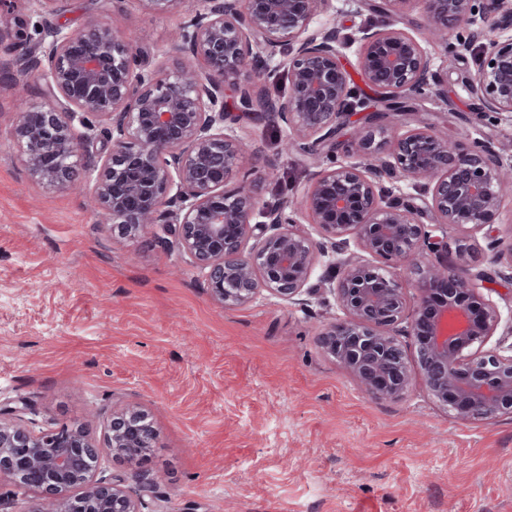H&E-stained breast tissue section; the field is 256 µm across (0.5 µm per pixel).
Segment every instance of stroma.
<instances>
[{"mask_svg": "<svg viewBox=\"0 0 512 512\" xmlns=\"http://www.w3.org/2000/svg\"><path fill=\"white\" fill-rule=\"evenodd\" d=\"M193 5L154 15L143 0H63L52 20L114 24L159 64ZM431 54L448 99L422 101L420 119L488 139L512 164V120L478 113L462 86L471 55ZM37 95L0 73V408L100 441L113 408L141 405L157 431L146 460L104 464L145 512H512V415L459 421L418 381L374 399L320 345L343 317L332 296L264 292L228 310L178 249L113 239L91 213V176L51 190L18 158L12 111ZM240 133L275 165L261 200L300 196L321 166L281 155L275 125Z\"/></svg>", "mask_w": 512, "mask_h": 512, "instance_id": "obj_1", "label": "stroma"}]
</instances>
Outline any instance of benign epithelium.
<instances>
[{"label":"benign epithelium","mask_w":512,"mask_h":512,"mask_svg":"<svg viewBox=\"0 0 512 512\" xmlns=\"http://www.w3.org/2000/svg\"><path fill=\"white\" fill-rule=\"evenodd\" d=\"M423 23L400 27L404 7ZM334 0H196L176 51L186 61L149 65L123 34L98 22L68 31L45 22L32 47L8 48L23 76L49 97L22 100L13 136L30 176L69 189L97 172L92 205L112 236L144 242L166 224L175 244L205 273L226 308L261 292L288 302L329 294L344 317L322 333L323 349L379 400L402 398L419 379L462 421L512 414V344L489 345L501 323L484 294L494 278L512 281V242L492 224L512 164L479 141L465 144L421 121L404 132L368 111L350 67L386 106L416 102L443 86L426 44H448V29L469 31L475 52L465 90L485 112L512 114V0H347L359 25L324 23ZM354 50L356 64L347 51ZM288 81L282 98L266 82ZM287 131L284 153L323 154L300 203L262 206L245 166L241 119L265 116ZM366 113L351 139L338 130ZM110 124L106 156L94 160L91 118ZM86 129L75 131L74 123ZM348 161L337 162L338 155ZM240 176L232 190L225 184ZM304 208L319 228L300 229ZM460 231L448 260V226ZM488 267L476 260L477 235ZM370 259H365V256ZM335 270L313 279L317 258ZM406 266L418 291L408 308ZM414 337L408 356L399 341ZM156 439L137 406L112 411L106 448L128 463ZM0 478L37 495L33 512H142L122 479L103 466L88 428L34 431L0 409Z\"/></svg>","instance_id":"7a95c632"}]
</instances>
